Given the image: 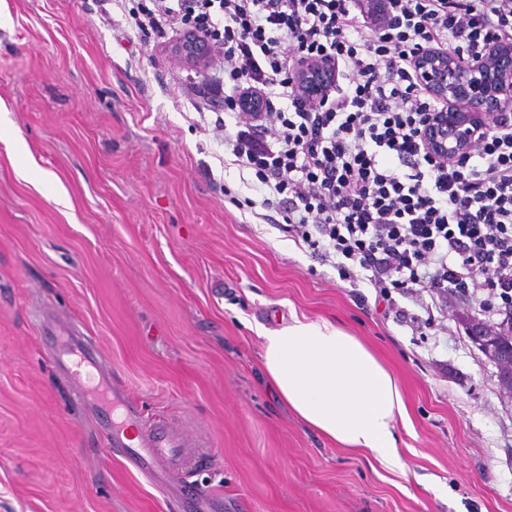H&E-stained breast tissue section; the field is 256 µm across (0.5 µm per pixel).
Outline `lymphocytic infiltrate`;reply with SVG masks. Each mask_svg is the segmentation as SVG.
<instances>
[{
	"instance_id": "1",
	"label": "lymphocytic infiltrate",
	"mask_w": 512,
	"mask_h": 512,
	"mask_svg": "<svg viewBox=\"0 0 512 512\" xmlns=\"http://www.w3.org/2000/svg\"><path fill=\"white\" fill-rule=\"evenodd\" d=\"M390 2L374 26L359 0H151L130 25L192 29L223 55L236 126L224 152L298 248L383 299L416 294L430 311L453 293L512 332V115L465 159L434 157L422 135L435 104L413 66L423 49L512 41V0ZM301 56L342 79L319 104L296 92ZM254 95L266 111L241 110Z\"/></svg>"
}]
</instances>
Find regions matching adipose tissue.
Returning a JSON list of instances; mask_svg holds the SVG:
<instances>
[{"mask_svg":"<svg viewBox=\"0 0 512 512\" xmlns=\"http://www.w3.org/2000/svg\"><path fill=\"white\" fill-rule=\"evenodd\" d=\"M263 367L278 395L326 439L402 468L396 417L407 414L395 376L331 320H295L262 334Z\"/></svg>","mask_w":512,"mask_h":512,"instance_id":"adipose-tissue-1","label":"adipose tissue"}]
</instances>
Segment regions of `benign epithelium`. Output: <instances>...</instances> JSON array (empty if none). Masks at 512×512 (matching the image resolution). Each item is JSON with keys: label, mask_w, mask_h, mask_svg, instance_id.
Wrapping results in <instances>:
<instances>
[{"label": "benign epithelium", "mask_w": 512, "mask_h": 512, "mask_svg": "<svg viewBox=\"0 0 512 512\" xmlns=\"http://www.w3.org/2000/svg\"><path fill=\"white\" fill-rule=\"evenodd\" d=\"M168 51L190 70L203 75L211 44L201 35L185 31ZM416 77L437 103L423 133L427 150L446 159H463L477 141L495 129V120L512 112V42L498 41L480 56L461 51L428 49L415 58ZM335 77L322 61L298 60L294 81L304 101L319 102ZM471 339L498 368L500 388L512 395V359L505 341L474 320Z\"/></svg>", "instance_id": "benign-epithelium-1"}]
</instances>
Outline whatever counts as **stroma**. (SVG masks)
Here are the masks:
<instances>
[{
	"label": "stroma",
	"instance_id": "stroma-1",
	"mask_svg": "<svg viewBox=\"0 0 512 512\" xmlns=\"http://www.w3.org/2000/svg\"><path fill=\"white\" fill-rule=\"evenodd\" d=\"M140 0H0V512H172L108 446L49 319L99 347L144 423L185 431L222 512H512V397L470 302L420 334L374 289L256 218L210 81L172 32L113 27ZM326 318L398 377L404 472L305 426L269 388L261 329Z\"/></svg>",
	"mask_w": 512,
	"mask_h": 512
}]
</instances>
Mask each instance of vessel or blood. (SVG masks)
<instances>
[{
	"instance_id": "b4317fda",
	"label": "vessel or blood",
	"mask_w": 512,
	"mask_h": 512,
	"mask_svg": "<svg viewBox=\"0 0 512 512\" xmlns=\"http://www.w3.org/2000/svg\"><path fill=\"white\" fill-rule=\"evenodd\" d=\"M57 356L78 394H92L110 380L99 349L88 344L60 336ZM112 447L159 492L179 501L183 512H217V498L196 490L187 479L188 469L198 461L196 444L177 427L157 423L142 428L132 444L127 443L123 430L116 428Z\"/></svg>"
}]
</instances>
